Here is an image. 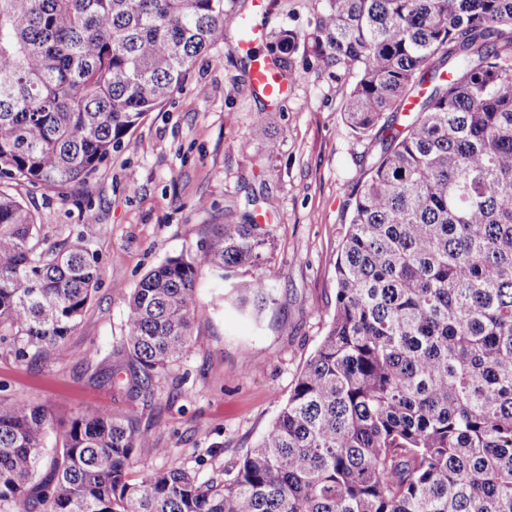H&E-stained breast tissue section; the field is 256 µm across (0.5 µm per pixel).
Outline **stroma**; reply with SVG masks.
Here are the masks:
<instances>
[{"instance_id":"stroma-1","label":"stroma","mask_w":512,"mask_h":512,"mask_svg":"<svg viewBox=\"0 0 512 512\" xmlns=\"http://www.w3.org/2000/svg\"><path fill=\"white\" fill-rule=\"evenodd\" d=\"M321 0H265L255 14L259 49L281 29L306 32ZM235 36L195 61L170 99L147 114L128 142L83 183L64 191L26 183L13 194L35 211L40 235L54 242L84 231L99 284L68 338L71 351L100 350L83 363L70 354L17 358L0 344V405L24 399L52 418L46 450L82 410L107 406L151 425L164 456L137 462L131 481L184 467L200 480L225 478L274 422L294 381L334 315V263L349 219L348 193L364 174L343 119L353 75L335 76L304 52L276 101L257 94ZM95 214L86 223V211ZM252 215L267 232L263 268L276 302L259 315L224 302V283L201 271L197 324L188 357L152 394L133 396L104 355L122 339L128 317L117 287L133 289L166 258L196 251L214 225Z\"/></svg>"}]
</instances>
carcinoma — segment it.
Masks as SVG:
<instances>
[{"label": "carcinoma", "instance_id": "carcinoma-1", "mask_svg": "<svg viewBox=\"0 0 512 512\" xmlns=\"http://www.w3.org/2000/svg\"><path fill=\"white\" fill-rule=\"evenodd\" d=\"M224 0H0V178L79 184L227 38ZM355 75L344 121L365 176L348 193L336 308L288 399L223 481L163 455L128 414L90 408L62 434L43 512H512V0H322L282 30ZM259 224L225 222L198 251L120 290L107 358L149 394L190 352L206 268L241 308L276 303ZM85 235L46 245L0 188V342L69 353L97 284ZM52 423L0 406V512H36L31 483Z\"/></svg>", "mask_w": 512, "mask_h": 512}]
</instances>
